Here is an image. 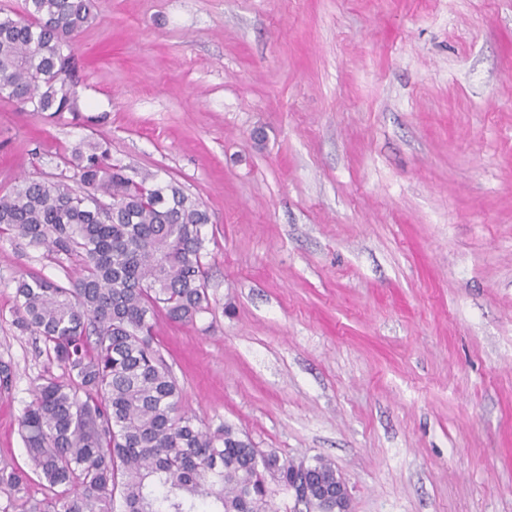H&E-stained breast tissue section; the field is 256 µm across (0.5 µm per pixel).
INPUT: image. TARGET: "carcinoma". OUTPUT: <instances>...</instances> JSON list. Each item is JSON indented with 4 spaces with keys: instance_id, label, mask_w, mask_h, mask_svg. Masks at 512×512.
Wrapping results in <instances>:
<instances>
[{
    "instance_id": "1",
    "label": "carcinoma",
    "mask_w": 512,
    "mask_h": 512,
    "mask_svg": "<svg viewBox=\"0 0 512 512\" xmlns=\"http://www.w3.org/2000/svg\"><path fill=\"white\" fill-rule=\"evenodd\" d=\"M95 0H24L0 11V98L48 118L80 110L76 41ZM67 164L77 187L23 178L0 197V234L63 255L69 285L18 278L16 313L69 380L43 378L20 419L35 470L57 489L28 512H270L298 465L232 426H202L182 407L154 346L159 315L191 322L208 306L210 223L173 182L110 162L108 142H81ZM305 512H332L336 469L318 458ZM27 474L0 469L19 492Z\"/></svg>"
}]
</instances>
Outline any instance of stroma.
Listing matches in <instances>:
<instances>
[{"label":"stroma","instance_id":"35a3bbf8","mask_svg":"<svg viewBox=\"0 0 512 512\" xmlns=\"http://www.w3.org/2000/svg\"><path fill=\"white\" fill-rule=\"evenodd\" d=\"M80 115L0 98V196L72 182L81 140L202 202L209 306L154 336L204 424L324 458L350 512H512V0H98ZM0 238V485L51 497L19 427L66 378Z\"/></svg>","mask_w":512,"mask_h":512}]
</instances>
